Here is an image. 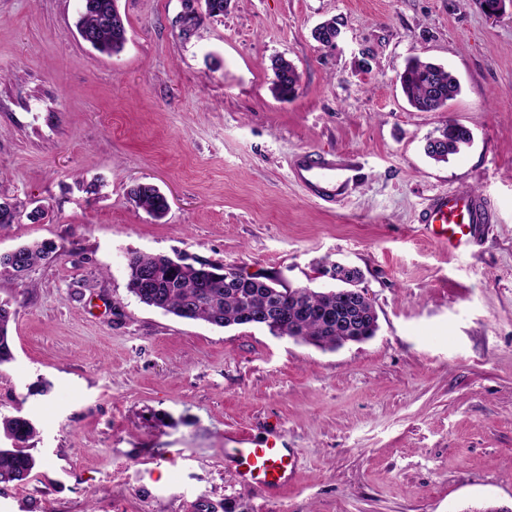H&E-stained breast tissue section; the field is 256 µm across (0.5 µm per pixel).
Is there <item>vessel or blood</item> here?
<instances>
[{"label":"vessel or blood","instance_id":"b4317fda","mask_svg":"<svg viewBox=\"0 0 512 512\" xmlns=\"http://www.w3.org/2000/svg\"><path fill=\"white\" fill-rule=\"evenodd\" d=\"M292 175L311 198L327 203L346 196L354 180L351 166L316 151L304 152ZM495 221L485 199L466 190L430 196L418 216L419 224L438 245L457 252L468 251L476 236ZM232 442L231 455L241 483L266 494L293 482V451L287 448L281 431L272 430L260 441L238 433Z\"/></svg>","mask_w":512,"mask_h":512}]
</instances>
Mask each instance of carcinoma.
<instances>
[{
    "mask_svg": "<svg viewBox=\"0 0 512 512\" xmlns=\"http://www.w3.org/2000/svg\"><path fill=\"white\" fill-rule=\"evenodd\" d=\"M116 0H82L77 27L94 33L95 50L109 55L119 53L126 42V26ZM275 79L271 91L280 99H290L300 89V76L295 66L283 57L272 63ZM401 86L410 105L418 111L430 112L445 107L459 91L456 77L448 70L418 57L407 60L401 76ZM469 143L467 130L448 122L434 142L426 138L425 151L436 162L459 154ZM136 205L156 219L167 212L168 202L159 189L150 184H138L130 189ZM56 245L44 240L22 245L16 255L0 254V276L4 270L22 262L30 271L55 252ZM128 289L149 307L178 318L201 320L217 327L242 325L243 312L248 308H275L278 317L266 328L276 336H288L335 349L348 340L373 336L375 320L369 303L342 300L336 289L322 291L305 287L290 288L276 277L264 273L237 272L224 277V267L210 265L220 278L206 282L196 274L193 265H175L164 255L136 254L128 259ZM16 311L7 301H0V366L13 361L14 355L8 326ZM0 433L11 447L0 448V486L25 483L36 467L34 456L26 452L29 442L39 434L36 424L25 415H0Z\"/></svg>",
    "mask_w": 512,
    "mask_h": 512,
    "instance_id": "obj_1",
    "label": "carcinoma"
}]
</instances>
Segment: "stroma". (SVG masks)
Masks as SVG:
<instances>
[{
    "label": "stroma",
    "mask_w": 512,
    "mask_h": 512,
    "mask_svg": "<svg viewBox=\"0 0 512 512\" xmlns=\"http://www.w3.org/2000/svg\"><path fill=\"white\" fill-rule=\"evenodd\" d=\"M117 4L127 41L108 56L77 33L81 0H0V196L19 210L0 252L57 246L0 277L16 311L0 414L36 422L41 460L0 487V512H512V16L479 0ZM332 18L334 44L315 40ZM412 56L458 79L445 108L408 104ZM278 57L294 99L271 92ZM451 119L472 141L438 163L426 138ZM306 150L355 166L343 201L293 180ZM139 183L164 218L130 199ZM471 188L496 222L440 249L419 211ZM135 253L312 288L345 263L379 328L329 350L180 319L129 292ZM276 425L297 473L266 499L224 441ZM275 79L271 91L276 98L290 99L300 89V76L295 66L283 57L276 58L272 63ZM130 196L136 205L156 219H161L167 212L168 202L159 189L150 184H137L130 189Z\"/></svg>",
    "instance_id": "stroma-1"
}]
</instances>
